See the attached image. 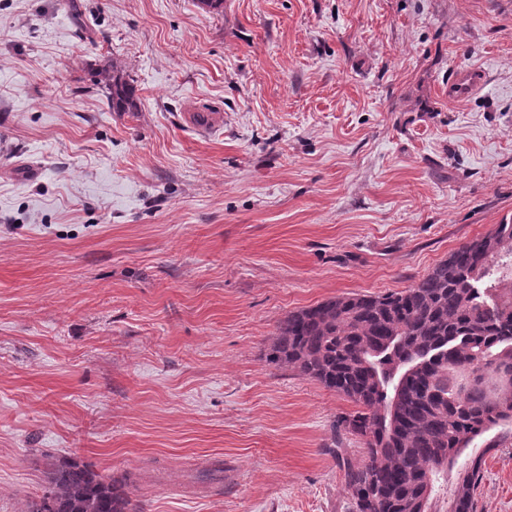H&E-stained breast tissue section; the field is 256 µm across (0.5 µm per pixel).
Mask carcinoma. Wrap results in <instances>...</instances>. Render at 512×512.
<instances>
[{"mask_svg": "<svg viewBox=\"0 0 512 512\" xmlns=\"http://www.w3.org/2000/svg\"><path fill=\"white\" fill-rule=\"evenodd\" d=\"M112 111L136 107L120 72L102 75ZM287 367L346 397L341 419L366 459L345 466L356 512H473L482 457L465 449L492 429L512 437V224L448 255L415 285L346 295L288 314L268 349ZM128 477L74 461L53 465L28 512H138Z\"/></svg>", "mask_w": 512, "mask_h": 512, "instance_id": "1", "label": "carcinoma"}]
</instances>
